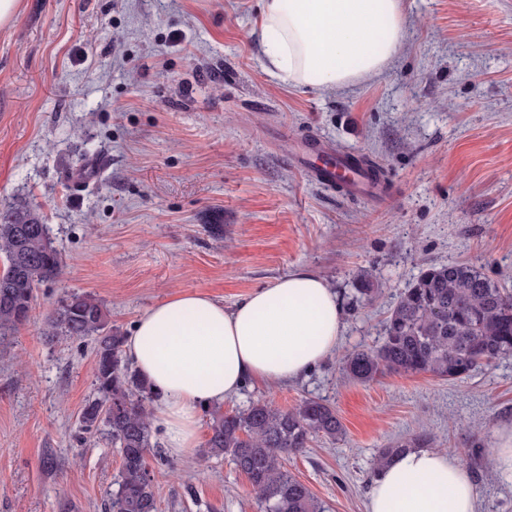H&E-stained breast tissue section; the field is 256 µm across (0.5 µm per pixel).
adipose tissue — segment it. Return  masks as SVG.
I'll return each mask as SVG.
<instances>
[{
    "instance_id": "1",
    "label": "adipose tissue",
    "mask_w": 512,
    "mask_h": 512,
    "mask_svg": "<svg viewBox=\"0 0 512 512\" xmlns=\"http://www.w3.org/2000/svg\"><path fill=\"white\" fill-rule=\"evenodd\" d=\"M255 35L262 66L292 86L336 91L381 74L399 51L400 0H261ZM342 306L328 283L298 270L233 309L203 294L151 306L125 343L155 388L150 411L169 452L192 455L200 409L245 382L292 380L329 357L341 340ZM478 494L455 452L410 448L375 476L366 512H477Z\"/></svg>"
}]
</instances>
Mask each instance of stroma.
<instances>
[{
	"label": "stroma",
	"instance_id": "obj_1",
	"mask_svg": "<svg viewBox=\"0 0 512 512\" xmlns=\"http://www.w3.org/2000/svg\"><path fill=\"white\" fill-rule=\"evenodd\" d=\"M404 42L377 77L323 92L260 64V0H21L0 28V206L35 210L63 272L29 320L0 337V512H104L121 468L105 433L85 437L91 339L47 330L72 292L113 328L178 293L233 308L298 269L336 291V354L304 376L245 383L263 398L335 406L346 434L284 457L326 512H366L374 457L424 433L454 450L480 512H512V475L492 462L512 425V357L455 382L428 374L356 383L347 351L378 345L422 268L468 262L512 291V0H402ZM322 140L382 171L374 193L322 184L293 162ZM380 292L357 293L363 273ZM200 446L147 462L159 512H259L248 478ZM54 454V469L43 468Z\"/></svg>",
	"mask_w": 512,
	"mask_h": 512
}]
</instances>
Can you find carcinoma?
Returning <instances> with one entry per match:
<instances>
[{
    "label": "carcinoma",
    "mask_w": 512,
    "mask_h": 512,
    "mask_svg": "<svg viewBox=\"0 0 512 512\" xmlns=\"http://www.w3.org/2000/svg\"><path fill=\"white\" fill-rule=\"evenodd\" d=\"M0 335L24 324L39 284L59 277L62 258L48 225L23 207L0 210ZM53 334L70 340L95 337L96 395L82 411L85 431L104 426L121 454L117 489L105 512H158L157 492L147 464L153 447L147 409L155 391L122 357L125 337L108 326L96 297L71 293L48 316ZM512 355V293L473 265L454 262L423 269L401 293L374 348H356L343 358L346 376L370 383L388 373L429 374L459 381ZM207 455L224 456L247 475L261 512H324L311 490L284 467V455L300 453L311 439L337 440L345 428L328 403L305 399L281 410L257 400L242 411L207 410ZM418 435L379 449L373 470L406 448H420Z\"/></svg>",
    "instance_id": "cac0c4a2"
}]
</instances>
